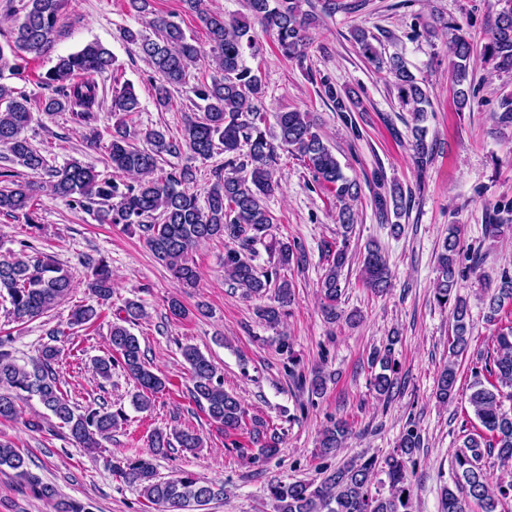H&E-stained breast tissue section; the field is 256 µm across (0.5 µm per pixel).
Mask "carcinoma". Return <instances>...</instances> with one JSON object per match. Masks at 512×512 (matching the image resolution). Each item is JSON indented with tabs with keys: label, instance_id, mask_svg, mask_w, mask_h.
I'll return each instance as SVG.
<instances>
[{
	"label": "carcinoma",
	"instance_id": "obj_1",
	"mask_svg": "<svg viewBox=\"0 0 512 512\" xmlns=\"http://www.w3.org/2000/svg\"><path fill=\"white\" fill-rule=\"evenodd\" d=\"M305 0H247L249 16L226 18L210 9L207 0H183L185 10L195 15L206 31L209 50H204L182 26L165 17H154L149 24L157 31L154 39L132 30L124 38L139 50L142 60L153 71V99L160 108L173 105V91L188 84L190 69L197 66L203 54L219 75L209 83L192 87L197 98L193 106L199 113L187 119L182 137L174 139L164 131L148 129L139 147L131 142L125 117L137 111L139 100L134 89L125 84L112 88L111 111L116 117L112 139L104 146L112 165L107 178L93 168L72 160L57 167L48 163L41 151L32 147L25 131L32 122L28 98L0 82V147L6 160L48 177L47 190L59 198L74 202L94 214L100 224H122L139 233L157 260L162 262L184 288H194L199 278L192 251L202 242L224 239L234 247L224 252L225 277L241 290L247 299L262 301L256 308L260 320L277 326L294 302L291 282L281 271L301 261L302 249L271 233L275 218L265 199L279 189L277 178L281 154L288 152L303 159L314 181L329 188L339 203L336 223L349 233L356 223L350 202L359 197V183L348 178L332 150L323 142L320 127L310 112L297 109L276 114L278 133L271 134L261 112L266 86L260 69L244 65L246 54H258L254 25L276 35L282 55L305 70L311 83L319 86L321 95L332 103L345 123L352 122L349 112L361 102L348 88H338L325 75L318 76L305 66L311 38L308 29L316 16L303 9ZM503 7L488 21L489 37L480 50L461 33L455 23L445 22L450 32L453 59L450 77L457 86L458 109L467 107L474 92L463 89L469 82V64L479 54L497 73H512V0H499ZM63 0H27L22 18L11 31L6 45L0 44V72L18 69L9 58L24 59L46 55L57 33ZM359 53L375 68L388 71L400 102L412 109L418 125L411 130V160L418 180H423L434 160V144L427 141V130L419 126L430 105L426 91L399 56L383 59L372 44L375 36L362 28L351 31ZM115 71L112 53L97 42H90L75 53L58 58L42 84L52 90L44 100L42 111L48 114L66 112L80 128L95 130L97 112L101 108L99 86L95 76ZM500 129L512 128V94L505 95L499 111L493 115ZM224 152V169L216 170L215 181L200 197L191 190L196 182L193 166L166 171L160 161L166 156L189 155L192 160H208ZM375 190L371 206L378 220L390 226L394 236L405 227L392 218H400L410 206L411 198L398 183L385 182L382 170L372 173ZM40 186L27 181H13L0 188V215L21 214L28 234L42 231L34 210ZM20 249L0 259V298L10 304V314L17 322L42 317L73 288L71 275L55 260L27 253L30 244L19 241ZM268 255L271 270L260 271L252 264L257 247ZM463 255L456 225L448 228L438 255L437 283L434 298L445 307L453 303V336L448 361L437 377L436 399L446 404L453 399L457 383L458 360L467 355L472 323L467 301L454 295L459 279L464 277L460 257ZM348 245L332 252V258L321 281V309L329 321L342 317L338 301L342 294L341 270L348 262ZM87 269L86 288L93 302L77 307L70 325L94 323L102 307L112 298V270L103 258L84 260ZM360 278L363 285L377 294L391 287V274L382 248L368 244L362 257ZM512 273L504 270L497 288L489 296L485 321L493 327L492 349L477 357L471 367L473 383L469 403L480 427L464 435L452 463V484L444 489L441 512H465L473 500L481 512H498L502 502L512 498V481H493L485 468V459L495 456L502 465L512 461V411L504 408V400H512ZM121 322L112 324V355L94 362L95 372L103 379L112 375L119 364L137 388L133 404L140 410L151 407V397L166 388L165 377L152 371L145 362L137 336L127 324L144 315L140 303H125ZM392 337L384 349H374L371 367H379L371 384L376 394L385 399L397 388ZM182 355L190 366V395L198 403H206L209 418L230 436L249 430L252 440L262 442L260 454L274 456L279 452V439L267 435L264 425L255 422L247 428V410L233 394L224 390L215 366L197 348L187 346ZM57 350L44 346L30 367L19 366L9 353L0 351V419L17 417V402L25 397H38L44 408L55 417L74 447L90 452L101 447L100 438L112 433L123 414L105 405H91L80 411L60 389L54 368ZM329 376L321 371L301 383L308 392L320 396ZM511 392L505 393L503 389ZM351 433L344 419L330 422L321 432L318 451L322 457H334L345 448ZM192 451L203 445L193 430H180L169 435L156 430L151 435V448L129 457L115 466L116 472L153 504L168 512H203L211 501L224 497V486L201 480L195 473L183 470L170 479L159 477L156 457L173 445ZM421 436L409 426L400 436L397 447L385 457H352L338 466L326 467L318 482L276 481L268 485L269 497L276 512H412L413 487L409 466L421 448ZM14 471L15 477L33 496L54 502L58 512H87V507L74 499L59 496L52 483L33 473L25 456L9 441H0V468Z\"/></svg>",
	"mask_w": 512,
	"mask_h": 512
}]
</instances>
